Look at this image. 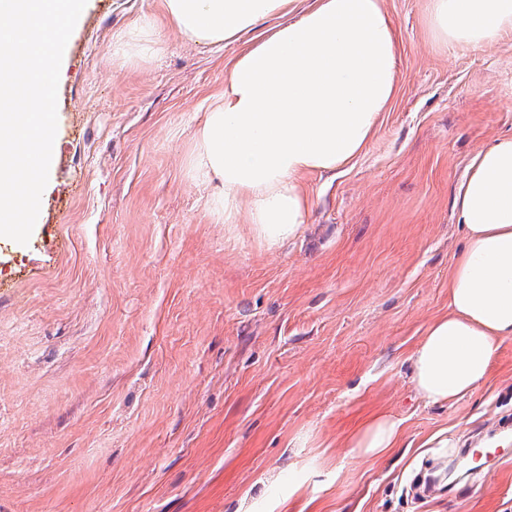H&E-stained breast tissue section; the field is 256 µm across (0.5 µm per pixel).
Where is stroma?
I'll return each instance as SVG.
<instances>
[{"label": "stroma", "mask_w": 512, "mask_h": 512, "mask_svg": "<svg viewBox=\"0 0 512 512\" xmlns=\"http://www.w3.org/2000/svg\"><path fill=\"white\" fill-rule=\"evenodd\" d=\"M383 3L397 94L351 164L305 176L307 222L268 252L225 232L188 166L243 41L193 42L162 0H87L39 219L0 239V512H512V339L445 405L407 362L448 310L456 188L512 134V35L446 49L428 0ZM147 22L154 56L122 63ZM377 411L404 438L365 459L347 436ZM469 441L510 457L414 496Z\"/></svg>", "instance_id": "35a3bbf8"}]
</instances>
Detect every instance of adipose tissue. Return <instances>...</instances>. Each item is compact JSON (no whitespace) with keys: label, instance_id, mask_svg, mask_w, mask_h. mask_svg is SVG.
Returning a JSON list of instances; mask_svg holds the SVG:
<instances>
[{"label":"adipose tissue","instance_id":"obj_1","mask_svg":"<svg viewBox=\"0 0 512 512\" xmlns=\"http://www.w3.org/2000/svg\"><path fill=\"white\" fill-rule=\"evenodd\" d=\"M163 0L164 16L198 44L251 34L198 129L189 165L214 184L213 216L246 226L269 249L298 236L312 201L302 179L351 163L398 90L399 39L381 0ZM276 25H269V18ZM440 46L479 49L512 32V0H429ZM464 243L448 276V311L409 355L421 398L445 404L488 377L512 338V136L472 158L455 195ZM400 421L367 418L350 436L377 458L400 443Z\"/></svg>","mask_w":512,"mask_h":512}]
</instances>
